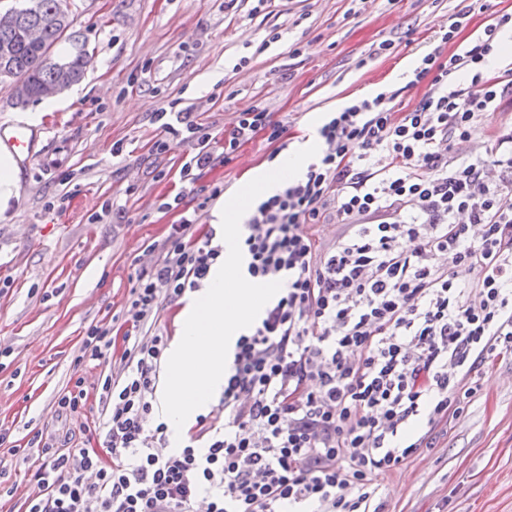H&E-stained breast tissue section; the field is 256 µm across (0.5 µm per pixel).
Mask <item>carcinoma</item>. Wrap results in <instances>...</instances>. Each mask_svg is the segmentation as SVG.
<instances>
[{
	"label": "carcinoma",
	"mask_w": 512,
	"mask_h": 512,
	"mask_svg": "<svg viewBox=\"0 0 512 512\" xmlns=\"http://www.w3.org/2000/svg\"><path fill=\"white\" fill-rule=\"evenodd\" d=\"M15 14L12 25L0 28V45L10 47V56L0 62V80L21 87L14 92L16 104L24 106L42 99V90L57 86L64 90L80 82L90 66L92 54L71 27L68 0H27V5L10 8ZM38 28L42 37L30 38V30ZM72 42V51L63 57L67 70L50 61L52 48L62 39Z\"/></svg>",
	"instance_id": "obj_1"
}]
</instances>
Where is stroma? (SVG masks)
Instances as JSON below:
<instances>
[{"mask_svg":"<svg viewBox=\"0 0 512 512\" xmlns=\"http://www.w3.org/2000/svg\"><path fill=\"white\" fill-rule=\"evenodd\" d=\"M72 29L92 53L81 82L58 94L28 127L31 156L21 160L20 198L0 220V472L12 494L0 512H25L33 460L13 454L35 431L49 443L82 436L93 414H62L86 332L127 327L125 311L138 275L149 272L171 225L230 191L250 170L267 166L263 138L243 145L230 164L201 171L182 208L189 144L154 148L162 134L155 112L189 110L204 132L223 138L239 112L259 104L288 121L289 139L333 101L398 91L394 105L414 106L427 85L409 87L399 71L432 49L439 26L464 0H70ZM278 41H271V34ZM393 52L378 53L384 39ZM81 212H58L62 195ZM97 276L86 277L88 268ZM483 370L467 411L383 476L379 512H512V354Z\"/></svg>","mask_w":512,"mask_h":512,"instance_id":"obj_1","label":"stroma"}]
</instances>
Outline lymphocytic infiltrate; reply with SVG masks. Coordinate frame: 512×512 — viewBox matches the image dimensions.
<instances>
[{
	"instance_id": "obj_1",
	"label": "lymphocytic infiltrate",
	"mask_w": 512,
	"mask_h": 512,
	"mask_svg": "<svg viewBox=\"0 0 512 512\" xmlns=\"http://www.w3.org/2000/svg\"><path fill=\"white\" fill-rule=\"evenodd\" d=\"M466 17L449 15L413 70L410 86H430L414 108L392 112L397 94L385 91L328 113L304 177L252 212L248 273L285 288L239 338L218 412L198 416L177 453L154 418L167 338L138 333L162 302L201 286L222 248L214 233L196 236L193 219L171 226L131 290L121 356L109 328L94 325L74 360L102 370L99 421L57 447L34 434L25 512H197L202 499L207 512H371L379 477L464 412L472 374L512 352V131L481 153L459 148L512 101V63L485 70L512 13L450 50ZM162 129L158 151L195 144L180 171L195 184L215 161L209 135L186 112ZM286 133L251 107L225 130L222 159L259 134L281 151ZM329 222L343 232L322 251L308 228ZM116 358L119 376L108 371ZM412 420L425 431L410 439Z\"/></svg>"
}]
</instances>
